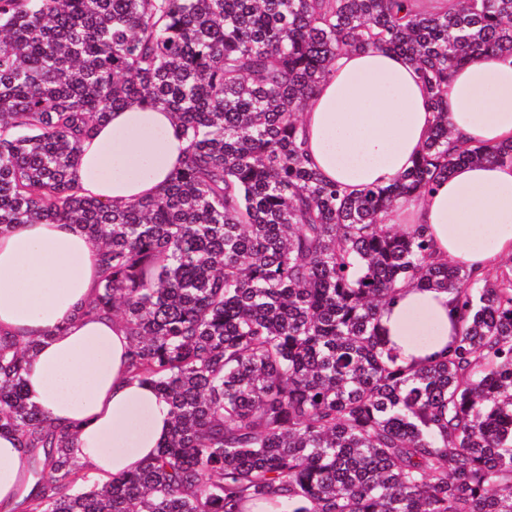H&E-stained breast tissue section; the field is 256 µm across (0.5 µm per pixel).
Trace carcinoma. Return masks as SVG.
I'll list each match as a JSON object with an SVG mask.
<instances>
[{
	"mask_svg": "<svg viewBox=\"0 0 512 512\" xmlns=\"http://www.w3.org/2000/svg\"><path fill=\"white\" fill-rule=\"evenodd\" d=\"M401 0H0V227L77 224L101 280L84 314L125 326L128 373L171 408L157 454L93 476L0 341V430L31 455L21 512H512V275L439 260L427 228L380 222L460 162L448 79L512 56V0L402 14ZM417 66L435 124L414 167L350 194L306 160L299 114L344 50ZM174 114L188 148L157 196L79 192V146L110 112ZM445 287L464 317L407 364L379 313Z\"/></svg>",
	"mask_w": 512,
	"mask_h": 512,
	"instance_id": "cac0c4a2",
	"label": "carcinoma"
}]
</instances>
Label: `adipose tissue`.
I'll use <instances>...</instances> for the list:
<instances>
[{
    "instance_id": "1",
    "label": "adipose tissue",
    "mask_w": 512,
    "mask_h": 512,
    "mask_svg": "<svg viewBox=\"0 0 512 512\" xmlns=\"http://www.w3.org/2000/svg\"><path fill=\"white\" fill-rule=\"evenodd\" d=\"M416 66L393 50L340 53L307 101L301 131L308 164L353 193L387 185L417 160L434 123ZM454 144L493 146L512 136V56L487 53L448 82ZM169 112L133 105L111 112L84 140L74 178L85 195L126 205L157 195L185 156ZM386 224H424L440 259L490 270L512 254V164L462 163L424 195H402ZM98 251L74 224L0 230V340L42 344L26 364L30 399L73 434L72 456L92 473L118 476L156 454L170 407L125 364L121 321L81 314L98 291ZM452 291L405 288L381 313L388 347L409 363L440 354L460 332ZM30 454L0 432V512H11L30 481Z\"/></svg>"
}]
</instances>
